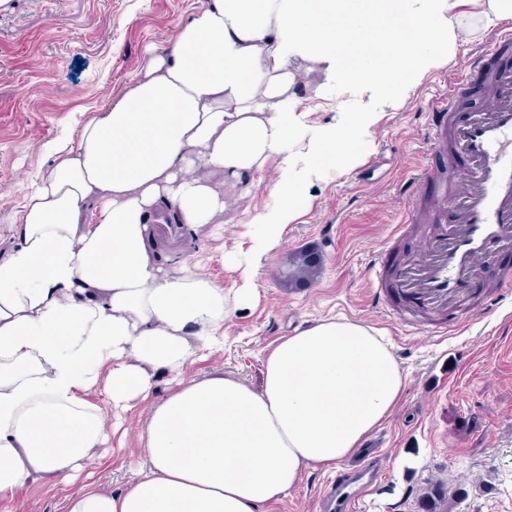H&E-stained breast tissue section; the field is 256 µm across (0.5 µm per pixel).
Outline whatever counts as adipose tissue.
<instances>
[{"mask_svg": "<svg viewBox=\"0 0 512 512\" xmlns=\"http://www.w3.org/2000/svg\"><path fill=\"white\" fill-rule=\"evenodd\" d=\"M469 2L483 29L512 17V0H199L169 47L144 48L130 84L55 147L0 258V499L54 480L72 488L61 512H263L391 416L405 378L389 346L321 320L270 349L260 389L215 373L154 405L139 433L149 466L126 488L76 481L107 437L84 398L101 370L130 407L224 326L223 288L186 262L169 274L148 243L163 215L189 228L226 210L194 169L251 185L277 162L257 217V250H273L304 202L300 167L341 171L369 152L383 107L465 35ZM313 71L338 92L333 124L301 105Z\"/></svg>", "mask_w": 512, "mask_h": 512, "instance_id": "1", "label": "adipose tissue"}]
</instances>
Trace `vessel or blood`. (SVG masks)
Instances as JSON below:
<instances>
[{"instance_id": "obj_1", "label": "vessel or blood", "mask_w": 512, "mask_h": 512, "mask_svg": "<svg viewBox=\"0 0 512 512\" xmlns=\"http://www.w3.org/2000/svg\"><path fill=\"white\" fill-rule=\"evenodd\" d=\"M510 45L511 26L494 32L487 53L469 57L449 77L447 92L428 101L429 152L447 153L452 160L462 156L468 165L430 209L421 205V188L437 180V172L422 167L408 179V208L392 233L423 226L419 249L394 269L380 257L369 268L376 298L394 292L405 304L400 323L429 334L451 336L471 321L478 304L471 278L501 254L512 253V74L486 66L488 52ZM477 77L484 101L468 112L463 93ZM462 111L468 117L461 122L456 115ZM381 468L373 459L360 470L337 472L324 493V512H355L374 492Z\"/></svg>"}]
</instances>
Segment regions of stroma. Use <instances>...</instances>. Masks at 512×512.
I'll return each mask as SVG.
<instances>
[{
	"label": "stroma",
	"mask_w": 512,
	"mask_h": 512,
	"mask_svg": "<svg viewBox=\"0 0 512 512\" xmlns=\"http://www.w3.org/2000/svg\"><path fill=\"white\" fill-rule=\"evenodd\" d=\"M197 2L8 0L0 8V256L18 241L16 214L35 173L51 165L53 147L124 86L145 45H167ZM489 38L474 27L402 105L386 109L360 165L338 173L305 169L304 205L266 255L256 252L255 218L274 200L275 166L250 189L200 169L228 209L203 228L169 235L164 251L191 261L226 296L236 297L246 269L255 290L236 298L221 349L197 352L180 375L158 374L148 399L132 411L114 410L103 386L86 393L110 435L86 470L112 490L125 488L143 463L139 419L179 383L220 372L260 387L263 361L279 339L322 319L347 318L384 334L406 378L391 417L342 462L356 469L367 455L384 456L361 512H512V294L478 307L455 335L437 338L404 328L376 303L369 284V263L404 208V181L427 161L426 100L434 83L484 50ZM308 246L323 256L319 273L307 287L286 286L281 271ZM328 477L306 470L267 512H322ZM69 492L33 483L14 500H1L0 512H59Z\"/></svg>",
	"instance_id": "obj_1"
}]
</instances>
